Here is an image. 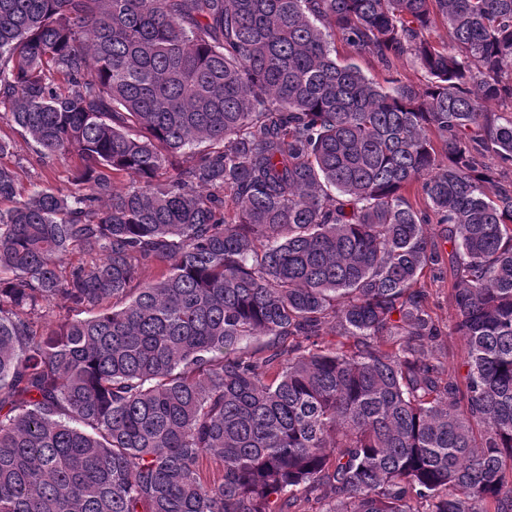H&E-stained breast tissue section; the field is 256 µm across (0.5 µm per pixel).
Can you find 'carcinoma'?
Masks as SVG:
<instances>
[{
    "label": "carcinoma",
    "instance_id": "carcinoma-1",
    "mask_svg": "<svg viewBox=\"0 0 512 512\" xmlns=\"http://www.w3.org/2000/svg\"><path fill=\"white\" fill-rule=\"evenodd\" d=\"M0 113V512H512V0H0ZM336 51L340 58L356 63L367 76L381 79V73L376 64L366 57H359L346 44L336 40ZM0 134L12 141L9 154L0 159L2 165L15 168L19 174V190L28 194L45 187L70 186L77 160L70 155L43 157L35 152L34 143L18 130H11L0 120ZM445 264L440 275V279L434 280L429 277L424 279V288L429 292V304L437 318L443 331V336L436 345L437 353L442 357L445 364L455 368L464 376L466 368L463 366L464 345L460 336H448V332L452 329L455 321V311L452 306L448 288H450V271L448 269V255L451 247L444 245Z\"/></svg>",
    "mask_w": 512,
    "mask_h": 512
}]
</instances>
